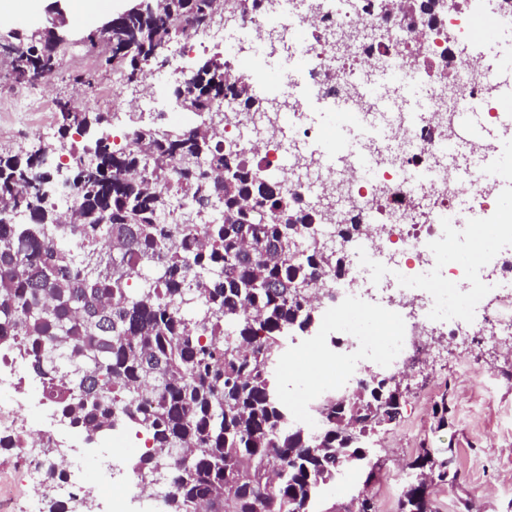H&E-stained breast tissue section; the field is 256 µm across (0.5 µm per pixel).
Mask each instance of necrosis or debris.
<instances>
[{"label":"necrosis or debris","mask_w":512,"mask_h":512,"mask_svg":"<svg viewBox=\"0 0 512 512\" xmlns=\"http://www.w3.org/2000/svg\"><path fill=\"white\" fill-rule=\"evenodd\" d=\"M481 19L479 8L451 9L442 24L421 29L408 24L402 10L383 20L354 0H276L274 7L235 14L241 37L226 56L231 73L256 85L271 81L267 36L273 33L281 39V55L293 62L282 76L284 83L312 87L313 94L294 101L269 95L259 112L228 97L209 120L225 142L235 144L284 190L311 199L320 236L348 258L332 297L319 304L310 340L314 348L329 350L331 375L299 396V413L312 415L330 391L356 388L367 366L403 377L411 356L427 351L421 340L425 326L447 329L461 340L494 334L512 341L511 293L493 310L457 307L467 294L483 293L491 283L512 285V215L495 206L501 188L512 184V168L483 169L482 159L495 147L478 137L472 141L469 180L460 182L449 173L461 113L478 114L487 126L503 122L494 72L454 48L474 37ZM223 45V30L206 38L186 32L166 69L169 82L188 78L191 55ZM372 70L424 84L425 112L414 119L406 112L380 111L366 82ZM155 97L152 75L133 83L116 73L99 101L107 105L131 98L141 105ZM336 98L349 106L346 129L356 141L355 151L343 152L339 167L326 164L313 150V143L327 138L331 129L309 114L314 103ZM471 213L490 218L504 243L493 259L497 280L436 261L442 251L469 244ZM341 224H365L369 230L341 239L334 234ZM351 310L378 318L385 326L382 341L340 335L341 317ZM18 367V361L0 352V436L14 444L13 456L1 459L0 468L21 471L28 493L19 512H46L40 488L48 448L85 462L77 479L57 484L60 498L86 496L94 502L116 501L124 512H157L156 493L143 489L130 473L125 453L90 457L91 439L63 417L41 414L49 399L19 375Z\"/></svg>","instance_id":"4bbe7bcc"}]
</instances>
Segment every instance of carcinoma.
I'll return each instance as SVG.
<instances>
[{
  "mask_svg": "<svg viewBox=\"0 0 512 512\" xmlns=\"http://www.w3.org/2000/svg\"><path fill=\"white\" fill-rule=\"evenodd\" d=\"M421 22L447 12L441 0H410ZM213 0H134L106 32L102 64L132 78L167 62L185 27H202ZM55 26L24 33L11 49V77L25 85L60 67ZM194 112L205 116L231 94L224 56L189 74ZM57 139L109 124L103 112H72L56 101ZM147 152L112 147L102 133L66 169L77 189L75 224L59 223L44 199L42 151H0V346L24 361L71 426L90 437L118 429L146 433L152 447L132 464L143 485L163 491L161 512H320L321 488L351 469L377 478L367 446L391 375L362 378L317 405L319 427L288 420L276 375L285 343L317 321L308 285L345 273L347 256L315 239L317 214L260 166L223 145L204 122L191 130L135 123ZM204 158L231 178L192 171ZM215 213L213 223H164L175 206ZM28 223H15L18 212ZM45 484L67 471L49 457ZM429 475L409 484L397 512H437L431 485L457 477L453 458L425 451L406 464Z\"/></svg>",
  "mask_w": 512,
  "mask_h": 512,
  "instance_id": "1",
  "label": "carcinoma"
}]
</instances>
